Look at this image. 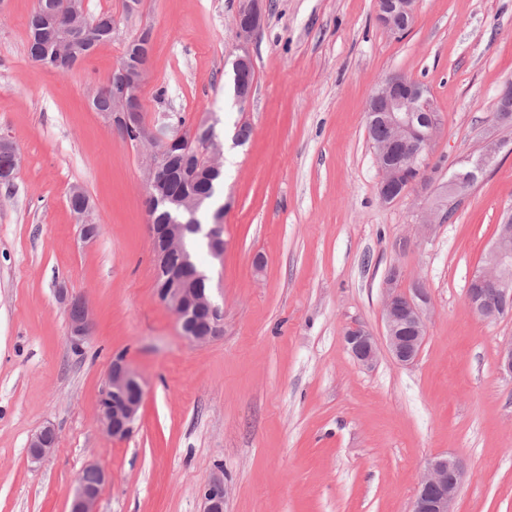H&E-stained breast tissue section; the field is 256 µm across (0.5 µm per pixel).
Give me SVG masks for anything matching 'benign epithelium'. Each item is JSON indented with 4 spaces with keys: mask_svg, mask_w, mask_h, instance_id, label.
Returning <instances> with one entry per match:
<instances>
[{
    "mask_svg": "<svg viewBox=\"0 0 512 512\" xmlns=\"http://www.w3.org/2000/svg\"><path fill=\"white\" fill-rule=\"evenodd\" d=\"M417 0H375V19L380 27L393 35L408 32L415 21ZM239 38L246 42L262 25L264 14L259 0H240L236 15ZM150 51H145L133 61H125L112 71V113L109 119L121 134L135 131L137 141L149 151V165L144 172L148 190L163 184L171 175L162 143L168 147L178 142L181 135L161 140L157 130L140 119V95L147 72ZM237 72L236 97L241 103L251 95L252 85L240 76L252 70L248 53L235 59ZM429 89L420 81L404 73L388 75L371 95L366 108L369 123H379L390 131L385 141L374 142L373 156L380 173L379 197L390 204L400 198L398 189L424 185L427 179L429 150L440 129L435 116ZM512 84L499 95L498 108L493 115L495 128L512 129ZM201 139L207 148L208 158H213L220 141L214 134V124L198 121L192 126L189 139ZM505 140L496 136L487 138L471 168L454 174L449 180L430 179L433 191L441 197L456 195L463 184H473L476 173L484 170L504 146ZM444 223V206L437 201L424 214L420 224L421 235L430 236L437 224ZM505 230L495 238L488 251L491 263H479L472 271L466 294L469 312L483 320L491 321L512 312V279L500 273L503 268L512 269V251L505 248L512 239V212L504 218ZM199 231L194 224H151L149 232L153 252L159 269H164L166 255L179 251L186 234ZM223 211L217 212L214 223L208 225L204 235L210 244L223 241ZM382 316L385 326L383 341H378L370 328L360 322H352L344 332V342L354 360L362 367L375 366L380 347H385L391 358L400 365H411L420 356L426 331L431 298L425 288L402 291L395 280L386 277L383 286ZM58 298L67 315L69 341L80 346L91 332L87 309L74 311L77 298L61 289ZM159 300L176 316L182 335L189 341L203 345L222 332L224 313L214 303L210 294L201 289L189 299H184L180 288H172L159 296ZM144 397V388L138 373L122 355L112 360L105 385L99 399L100 421L108 436L116 441L128 438L135 429L138 413ZM57 435L54 427L47 424L30 438L29 458L40 463L55 449ZM85 472L93 476L87 481L83 476L75 480L69 512H95V504L106 480L103 469L91 465ZM468 476L464 461L456 456L442 455L430 460L423 470L412 501L411 512H453L452 507L458 490ZM224 478L216 475L204 487L203 512H224Z\"/></svg>",
    "mask_w": 512,
    "mask_h": 512,
    "instance_id": "7a95c632",
    "label": "benign epithelium"
}]
</instances>
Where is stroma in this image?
I'll return each instance as SVG.
<instances>
[{
	"label": "stroma",
	"mask_w": 512,
	"mask_h": 512,
	"mask_svg": "<svg viewBox=\"0 0 512 512\" xmlns=\"http://www.w3.org/2000/svg\"><path fill=\"white\" fill-rule=\"evenodd\" d=\"M35 4L0 9V137L21 154L0 185V512H68L90 464L108 475L97 512H202L218 473L224 512H410L420 472L446 453L469 471L454 512H512V377L498 367L512 315L484 321L465 305L512 208V148L424 238L430 195L380 201L365 115L387 75L424 82L443 115L429 162L444 179L489 135L512 140L492 127L512 81V0H419L403 35L377 25L375 0H264L245 43L238 0H141L131 15L124 0H85L88 16L112 14L118 29L63 71L29 53ZM144 28L145 120L210 117L224 141V255L200 256L224 333L204 345L157 297L147 154L91 105ZM243 51L254 73L244 104L232 70ZM75 185L93 202L90 240L67 202ZM394 268L399 287L429 291L426 339L413 365L383 351L365 369L343 334L359 321L384 335L382 284ZM61 288L90 311L78 350ZM119 353L144 380L123 441L98 419ZM48 422L56 448L31 463L29 438Z\"/></svg>",
	"instance_id": "stroma-1"
}]
</instances>
